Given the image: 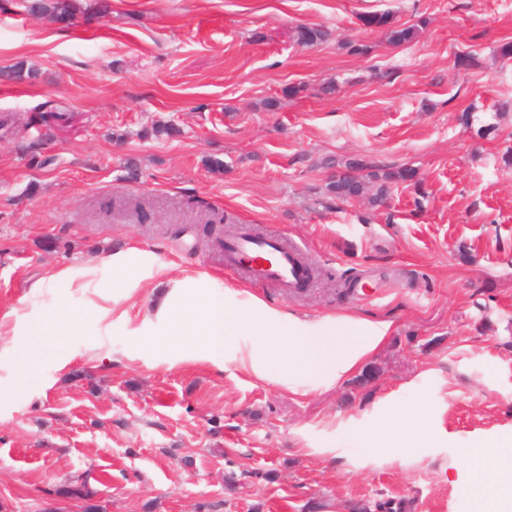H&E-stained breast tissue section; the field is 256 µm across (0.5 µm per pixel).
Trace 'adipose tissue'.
I'll list each match as a JSON object with an SVG mask.
<instances>
[{"mask_svg":"<svg viewBox=\"0 0 512 512\" xmlns=\"http://www.w3.org/2000/svg\"><path fill=\"white\" fill-rule=\"evenodd\" d=\"M156 314L164 322L161 346L198 345L213 356L227 352L260 381L305 394L332 387L356 371L391 329L390 322L350 315L310 321L284 314L244 291L228 288L218 294L179 283ZM79 329L77 319L62 309L39 320L33 334L40 350L49 351ZM427 406L421 397L396 408L367 431L349 435L348 443L392 456L431 447L435 433L420 426ZM485 473L478 512H512V437L491 444Z\"/></svg>","mask_w":512,"mask_h":512,"instance_id":"obj_1","label":"adipose tissue"}]
</instances>
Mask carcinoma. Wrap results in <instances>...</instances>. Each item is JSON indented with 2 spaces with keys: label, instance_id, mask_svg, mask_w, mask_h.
Here are the masks:
<instances>
[{
  "label": "carcinoma",
  "instance_id": "obj_1",
  "mask_svg": "<svg viewBox=\"0 0 512 512\" xmlns=\"http://www.w3.org/2000/svg\"><path fill=\"white\" fill-rule=\"evenodd\" d=\"M29 10L35 14L48 15L60 23H72L80 11L78 0H33ZM363 25L384 32L389 44L398 47L412 42L419 34L415 26H395L390 15L370 13L361 17ZM328 32L321 27L299 25L295 28V39L304 45H315L326 40ZM38 72L17 63L0 69V80L23 82L37 78ZM414 176L411 168H394L372 158L355 156L341 166L325 184V204L330 206L338 201L364 198L373 208L385 206L390 197L393 183L410 181Z\"/></svg>",
  "mask_w": 512,
  "mask_h": 512
}]
</instances>
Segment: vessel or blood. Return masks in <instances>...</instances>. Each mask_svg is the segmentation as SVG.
Returning a JSON list of instances; mask_svg holds the SVG:
<instances>
[{
  "instance_id": "b4317fda",
  "label": "vessel or blood",
  "mask_w": 512,
  "mask_h": 512,
  "mask_svg": "<svg viewBox=\"0 0 512 512\" xmlns=\"http://www.w3.org/2000/svg\"><path fill=\"white\" fill-rule=\"evenodd\" d=\"M224 265L230 270L246 271L256 283L277 284L288 293L300 288L307 278V259L299 245L249 231L225 239Z\"/></svg>"
}]
</instances>
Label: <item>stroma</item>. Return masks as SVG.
<instances>
[{
  "instance_id": "stroma-1",
  "label": "stroma",
  "mask_w": 512,
  "mask_h": 512,
  "mask_svg": "<svg viewBox=\"0 0 512 512\" xmlns=\"http://www.w3.org/2000/svg\"><path fill=\"white\" fill-rule=\"evenodd\" d=\"M108 3L66 25L0 0V67L39 72L0 84V512H473L480 450L512 433V110H496L512 100V0ZM384 11L418 37L394 47L363 26ZM301 24L330 36L300 45ZM465 112L493 131L477 136ZM38 133L52 165L26 149ZM353 155L415 178L379 212L324 208L333 163ZM215 211L232 223L204 235ZM230 226L302 244L321 276L288 295L225 269ZM131 248L116 304L104 262ZM87 267L90 283L68 279ZM342 274L359 276L355 295L334 286ZM176 280L391 331L335 388L295 393L226 356L150 345ZM62 308L80 332L21 359ZM422 396L436 447L345 443ZM81 484L92 499L63 495Z\"/></svg>"
}]
</instances>
